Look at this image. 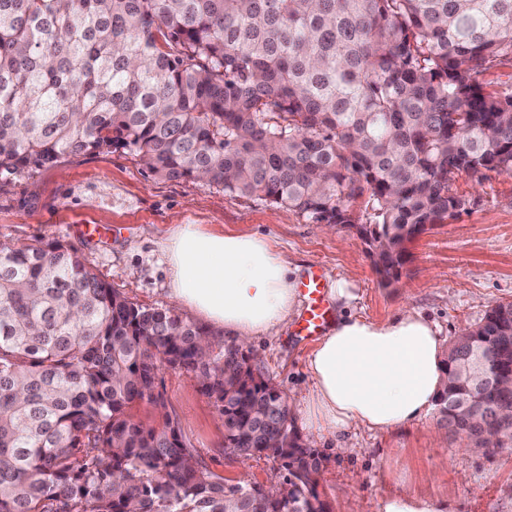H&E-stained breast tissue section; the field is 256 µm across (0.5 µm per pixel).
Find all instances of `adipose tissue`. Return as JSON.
I'll use <instances>...</instances> for the list:
<instances>
[{
	"instance_id": "obj_1",
	"label": "adipose tissue",
	"mask_w": 512,
	"mask_h": 512,
	"mask_svg": "<svg viewBox=\"0 0 512 512\" xmlns=\"http://www.w3.org/2000/svg\"><path fill=\"white\" fill-rule=\"evenodd\" d=\"M164 249L170 297L210 324L209 341L268 334L296 309L290 268L265 237L182 224ZM307 366L312 389L298 415L320 435L354 423L379 432L407 426L431 411L444 377L438 330L409 307L384 322L339 317Z\"/></svg>"
}]
</instances>
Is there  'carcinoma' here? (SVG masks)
Returning <instances> with one entry per match:
<instances>
[{
	"instance_id": "cac0c4a2",
	"label": "carcinoma",
	"mask_w": 512,
	"mask_h": 512,
	"mask_svg": "<svg viewBox=\"0 0 512 512\" xmlns=\"http://www.w3.org/2000/svg\"><path fill=\"white\" fill-rule=\"evenodd\" d=\"M508 66L512 0H0V174L129 150L156 177L355 228L390 286L464 209L459 173H512V91L479 79ZM207 334L59 241L1 246L0 512H329L286 396ZM466 336L489 380L471 391L452 342L437 405L453 436L492 437L460 404L512 410V302ZM164 366L200 379L224 447L271 450L282 481L228 486L199 459ZM144 400L156 427L133 418Z\"/></svg>"
}]
</instances>
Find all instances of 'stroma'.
Listing matches in <instances>:
<instances>
[{"label": "stroma", "mask_w": 512, "mask_h": 512, "mask_svg": "<svg viewBox=\"0 0 512 512\" xmlns=\"http://www.w3.org/2000/svg\"><path fill=\"white\" fill-rule=\"evenodd\" d=\"M454 190L464 210L410 244L398 283L386 288L354 230L315 224L209 182L157 178L127 150L73 154L50 167L0 175V247L60 241L129 301L170 309L164 243L177 225L259 234L296 277L321 266L328 282L347 280L354 294L349 313L383 322L410 306L438 325L446 346L492 306L512 302V174L464 172ZM83 224L101 225V235L83 236ZM302 316L295 311L272 335L248 344L258 369L291 403L312 387L307 357L315 342L298 336ZM159 389L186 441L226 484L281 481L273 459L225 451L224 419L194 375L162 367ZM298 434L323 458L318 491L330 512H378L403 480L447 512H512V443L459 447L438 410L391 433L354 424L337 438L303 428Z\"/></svg>", "instance_id": "1"}]
</instances>
